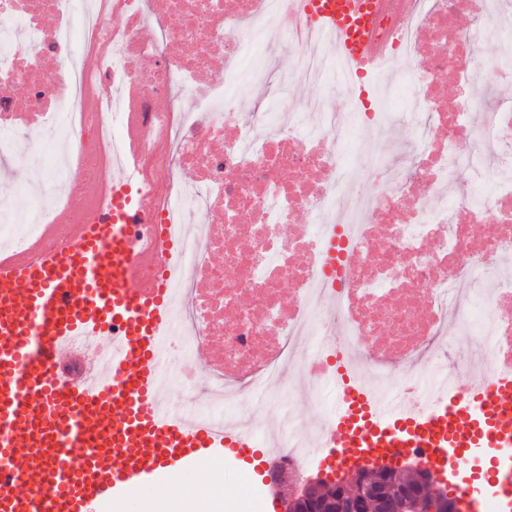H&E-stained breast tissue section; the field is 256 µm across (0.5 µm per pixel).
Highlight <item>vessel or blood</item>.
Masks as SVG:
<instances>
[{
    "mask_svg": "<svg viewBox=\"0 0 512 512\" xmlns=\"http://www.w3.org/2000/svg\"><path fill=\"white\" fill-rule=\"evenodd\" d=\"M364 0H304L309 24L332 39L347 69L372 63L362 41ZM128 174L83 223L68 250L34 263L0 260V512H93L127 488L205 458L246 463L258 440L156 404L172 326L170 295L140 284L129 228L138 223ZM121 333L112 355L77 383L62 371L70 341ZM332 429L313 458L355 467L366 454L421 448L462 512H512V375L488 376L463 394H431L426 407L377 399L337 369Z\"/></svg>",
    "mask_w": 512,
    "mask_h": 512,
    "instance_id": "vessel-or-blood-1",
    "label": "vessel or blood"
}]
</instances>
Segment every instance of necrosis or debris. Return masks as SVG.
Returning <instances> with one entry per match:
<instances>
[{
  "instance_id": "4bbe7bcc",
  "label": "necrosis or debris",
  "mask_w": 512,
  "mask_h": 512,
  "mask_svg": "<svg viewBox=\"0 0 512 512\" xmlns=\"http://www.w3.org/2000/svg\"><path fill=\"white\" fill-rule=\"evenodd\" d=\"M296 2L94 0L82 22L83 0H0V165L27 168L32 197L18 214L15 187L0 186V254L30 261L64 247L58 215L81 223L110 189L125 139L138 142L133 186L155 207L138 242L168 222L166 205L195 215L178 237L165 355L182 367L162 366L163 402L273 437L270 464L292 476L308 470L332 419L308 424L286 398H318L333 364L375 395L417 405L430 386L462 391L512 369V278L501 273L512 258V106L488 102L512 84V49L494 65L480 52L512 37V14L498 0H418L407 13L403 0H385L374 39L391 49L388 86L403 88L408 112L385 111L368 74L353 78L345 116L329 99L285 95L244 112L267 77L254 58L291 51L285 88L338 75L335 56L306 51L315 33ZM441 41L447 50H434ZM79 53L90 65H75ZM452 72L463 90L449 104L438 88ZM399 123L410 139L380 158L370 192L355 194L352 143ZM462 169L469 183L456 182ZM299 213L305 224L284 234ZM334 232L344 244L330 285Z\"/></svg>"
}]
</instances>
